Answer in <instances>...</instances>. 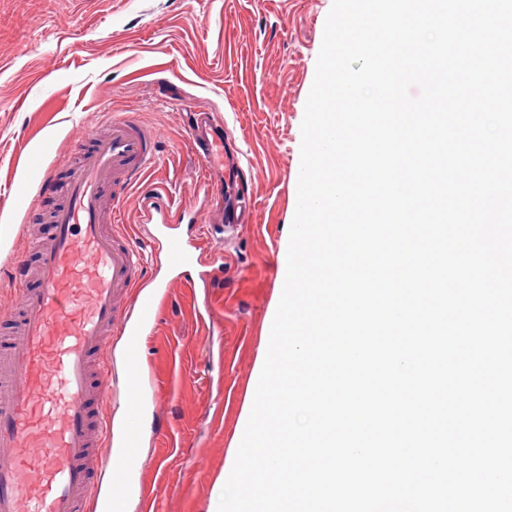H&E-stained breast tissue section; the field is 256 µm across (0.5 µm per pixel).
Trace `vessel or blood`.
Here are the masks:
<instances>
[{"label":"vessel or blood","mask_w":512,"mask_h":512,"mask_svg":"<svg viewBox=\"0 0 512 512\" xmlns=\"http://www.w3.org/2000/svg\"><path fill=\"white\" fill-rule=\"evenodd\" d=\"M105 133L89 129V146L65 186L50 168L30 176L43 194L63 190L47 241L19 259L7 306L18 318L0 335V512H121L126 483L118 457H139L145 382L125 385L124 419L115 427L103 387L112 380V338L120 335L126 372L143 364L141 334L157 311L144 292L140 252L121 230L122 205L142 176L158 166L153 130L138 116L112 115ZM216 145L203 153L210 191L224 184ZM178 215L155 197L141 203V221L164 226ZM169 269L184 285L201 259L196 245L162 240ZM138 292L136 309L125 298Z\"/></svg>","instance_id":"b4317fda"}]
</instances>
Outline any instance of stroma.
Wrapping results in <instances>:
<instances>
[{
  "mask_svg": "<svg viewBox=\"0 0 512 512\" xmlns=\"http://www.w3.org/2000/svg\"><path fill=\"white\" fill-rule=\"evenodd\" d=\"M332 0H0L1 271L51 228L60 205L25 182L44 142V165L85 140L91 120L134 112L152 126L162 166L144 189L164 191L195 239L201 216L224 202L205 191L186 114L224 119V184L242 199L224 243L222 274L207 288L174 280L140 197L123 205L125 231L145 247L169 291L143 343L153 378L123 512H217L223 473L240 441L284 282L279 255L297 202L301 123Z\"/></svg>",
  "mask_w": 512,
  "mask_h": 512,
  "instance_id": "obj_1",
  "label": "stroma"
}]
</instances>
